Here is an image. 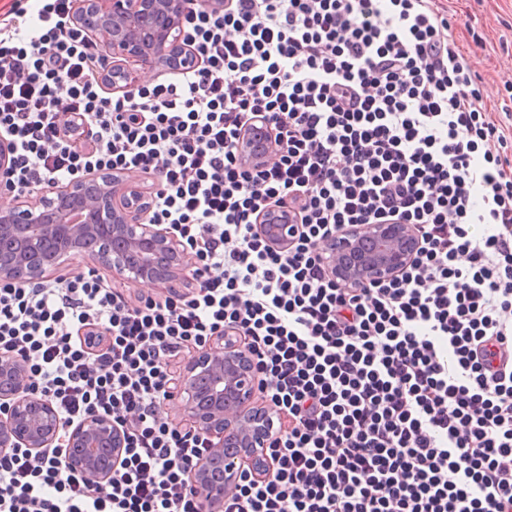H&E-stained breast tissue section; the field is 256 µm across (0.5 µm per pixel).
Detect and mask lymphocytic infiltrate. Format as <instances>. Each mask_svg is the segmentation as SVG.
<instances>
[{
	"label": "lymphocytic infiltrate",
	"instance_id": "f902f5d3",
	"mask_svg": "<svg viewBox=\"0 0 512 512\" xmlns=\"http://www.w3.org/2000/svg\"><path fill=\"white\" fill-rule=\"evenodd\" d=\"M74 0H15L0 24V138L17 187L95 171L158 181L147 220L179 235L195 287L155 298L94 267L0 283V354L65 421L126 436L111 482L57 449L0 453V512H201L204 439L160 413L175 363L245 337L278 427L224 512H512V140L436 0H223L193 6L200 67L112 95ZM40 35L30 38L29 27ZM276 145L248 165L242 134ZM287 208L288 247L260 216ZM408 224L411 262L340 284L322 245ZM482 225L474 235L473 225Z\"/></svg>",
	"mask_w": 512,
	"mask_h": 512
}]
</instances>
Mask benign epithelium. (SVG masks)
Here are the masks:
<instances>
[{"label": "benign epithelium", "mask_w": 512, "mask_h": 512, "mask_svg": "<svg viewBox=\"0 0 512 512\" xmlns=\"http://www.w3.org/2000/svg\"><path fill=\"white\" fill-rule=\"evenodd\" d=\"M189 2L78 0L73 22L104 47L102 73L120 92L134 85L136 66L177 73L192 63L184 42ZM238 148L258 162L273 145L254 131ZM11 155L9 142L0 138L1 179L11 172ZM138 193L123 173H91L48 190L17 192L11 206L0 208V282L37 281L87 257L117 281L176 292L186 280L190 257L172 228L146 223ZM290 227L288 211L276 209L259 225L276 247L288 246ZM418 246L409 224H368L327 241L323 251L337 280L364 286L406 267ZM166 401L207 439L208 452L188 473L201 512H224V493L238 483L240 464L260 459L275 428L244 342L223 338L193 353ZM62 434L67 472L90 483L112 479L125 444L122 428L105 415L65 423L49 399L32 393L24 362L0 356V451L26 448L39 456Z\"/></svg>", "instance_id": "7a95c632"}]
</instances>
